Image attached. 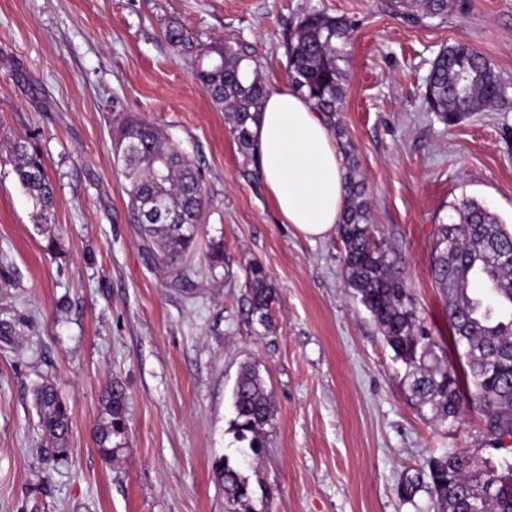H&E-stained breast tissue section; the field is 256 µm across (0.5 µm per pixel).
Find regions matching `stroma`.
I'll list each match as a JSON object with an SVG mask.
<instances>
[{
    "label": "stroma",
    "instance_id": "35a3bbf8",
    "mask_svg": "<svg viewBox=\"0 0 512 512\" xmlns=\"http://www.w3.org/2000/svg\"><path fill=\"white\" fill-rule=\"evenodd\" d=\"M350 21L342 48L343 142L373 207L377 239L434 335L447 336L430 273L435 225L463 198L512 225V0L416 24L395 0H0V512H236L215 470L233 453L232 389L259 363L273 427L242 463L255 512H437L431 458L502 457L480 415L457 430L413 399L404 368L346 283L338 235L283 223L198 81L200 51L255 53L286 85V45L304 13ZM193 48L174 49L170 26ZM472 44L507 87L455 125L430 112L426 77L442 46ZM150 121L196 163L207 207L172 288L127 208L112 133ZM43 155L56 206L37 230L10 145ZM223 240L226 269L210 270ZM276 292L269 326L249 314L247 275ZM54 384L69 416L67 461L46 459L34 391ZM126 392L125 446L102 458L94 431L112 383Z\"/></svg>",
    "mask_w": 512,
    "mask_h": 512
}]
</instances>
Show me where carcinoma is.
Instances as JSON below:
<instances>
[{"label":"carcinoma","mask_w":512,"mask_h":512,"mask_svg":"<svg viewBox=\"0 0 512 512\" xmlns=\"http://www.w3.org/2000/svg\"><path fill=\"white\" fill-rule=\"evenodd\" d=\"M416 23L445 18L449 10L462 14L472 0H399ZM350 39L342 17L309 11L300 20L287 47L288 82L313 102L336 138L343 135L339 112L343 105V72L337 43ZM218 60L199 73L214 105L228 116L229 131L243 156L253 154L251 126L256 124L272 86L243 62L249 55L229 45L216 50ZM506 93L492 63L472 45L456 42L440 49L427 77L429 110L453 125L474 112L489 111ZM118 159L128 181V207L142 237L157 248L159 265L172 274V285L189 287L181 263L195 245L206 195L195 163L157 127L130 115L117 131ZM11 153L18 183L32 206L37 229L50 223L55 192L44 160L26 139L16 140ZM347 207L338 233L343 244L346 282L379 326L394 360L405 367L411 396L430 406L433 417L459 427L465 411L481 413L497 438H512V228L473 198L454 206L457 221L435 225L431 243V275L446 304L458 282L479 283L494 295L469 292L462 305L448 309L450 339L463 349L464 362L448 361L443 346L424 326L404 277L394 268L370 224L372 201L356 175V161L345 152ZM176 214L172 224L165 215ZM453 247H448V240ZM249 313L269 325L276 292L264 268H249ZM125 392L115 384L104 396L105 416L95 430L100 455L107 461L121 449L126 429ZM38 425L51 458L67 457L69 418L50 383L36 391ZM234 440L238 448L259 457L267 447L272 425L270 395L260 370L247 366L233 391ZM224 490L244 512L253 491L236 458L217 461ZM430 491L438 512H512V458L494 460L478 450L451 452L427 463Z\"/></svg>","instance_id":"cac0c4a2"}]
</instances>
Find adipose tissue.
<instances>
[{
	"label": "adipose tissue",
	"instance_id": "obj_1",
	"mask_svg": "<svg viewBox=\"0 0 512 512\" xmlns=\"http://www.w3.org/2000/svg\"><path fill=\"white\" fill-rule=\"evenodd\" d=\"M269 196L304 238L332 234L345 207L344 167L323 116L294 87L274 90L253 128Z\"/></svg>",
	"mask_w": 512,
	"mask_h": 512
}]
</instances>
